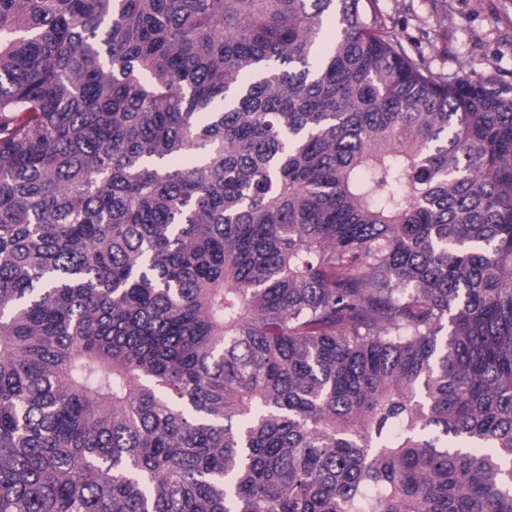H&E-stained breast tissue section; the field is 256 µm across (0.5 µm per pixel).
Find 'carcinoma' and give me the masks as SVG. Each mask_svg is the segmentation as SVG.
Masks as SVG:
<instances>
[{
    "instance_id": "cac0c4a2",
    "label": "carcinoma",
    "mask_w": 512,
    "mask_h": 512,
    "mask_svg": "<svg viewBox=\"0 0 512 512\" xmlns=\"http://www.w3.org/2000/svg\"><path fill=\"white\" fill-rule=\"evenodd\" d=\"M0 512H512V95L378 0H0Z\"/></svg>"
}]
</instances>
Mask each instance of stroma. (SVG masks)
I'll return each mask as SVG.
<instances>
[{
    "mask_svg": "<svg viewBox=\"0 0 512 512\" xmlns=\"http://www.w3.org/2000/svg\"><path fill=\"white\" fill-rule=\"evenodd\" d=\"M434 71L512 89V0H379Z\"/></svg>",
    "mask_w": 512,
    "mask_h": 512,
    "instance_id": "1",
    "label": "stroma"
}]
</instances>
